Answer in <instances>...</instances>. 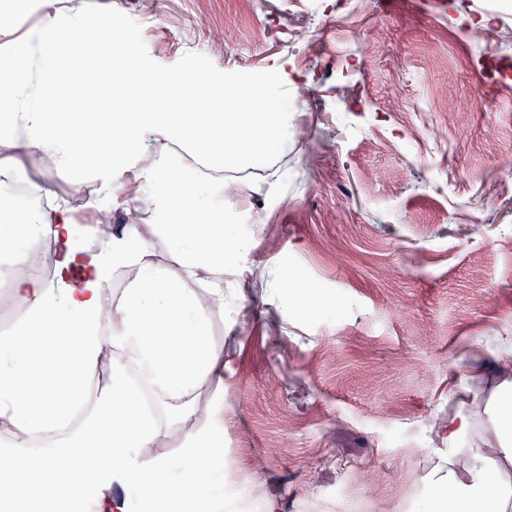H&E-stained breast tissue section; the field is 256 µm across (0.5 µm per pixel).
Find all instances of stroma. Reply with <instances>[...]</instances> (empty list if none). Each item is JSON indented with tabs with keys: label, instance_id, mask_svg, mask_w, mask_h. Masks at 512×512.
Wrapping results in <instances>:
<instances>
[{
	"label": "stroma",
	"instance_id": "1",
	"mask_svg": "<svg viewBox=\"0 0 512 512\" xmlns=\"http://www.w3.org/2000/svg\"><path fill=\"white\" fill-rule=\"evenodd\" d=\"M84 28L110 15L162 76L288 71L307 137L282 178L224 206L254 247L249 291L211 319L231 361L221 473L279 512H334L352 486L373 512H420L448 473L449 417L482 435L512 354V0H60ZM497 44L456 45L468 29ZM48 180L84 244L102 182ZM504 188L485 198L489 183ZM316 306H302L300 286Z\"/></svg>",
	"mask_w": 512,
	"mask_h": 512
}]
</instances>
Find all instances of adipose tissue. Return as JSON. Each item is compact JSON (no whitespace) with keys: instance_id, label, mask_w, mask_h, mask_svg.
Listing matches in <instances>:
<instances>
[{"instance_id":"1","label":"adipose tissue","mask_w":512,"mask_h":512,"mask_svg":"<svg viewBox=\"0 0 512 512\" xmlns=\"http://www.w3.org/2000/svg\"><path fill=\"white\" fill-rule=\"evenodd\" d=\"M96 33L86 53L63 60L56 49L70 45L72 30L54 18L0 45V145L69 168L78 179L95 174L110 195L125 193L123 176L143 130L204 156L200 169L166 153L143 164L136 195L126 202L154 217L183 272L163 278L151 241L135 224L93 250L80 243L64 206L32 208L14 220L18 170L0 162V243L11 249L14 264L25 262L34 240L57 245L52 278L15 281L16 326L0 336V428L10 438L0 450V498L34 502L57 492L79 500V479L92 473L136 485L169 512H181L216 483L223 454L224 424L216 416L224 411L231 363L210 335V318L223 313L224 275L247 246L224 208V175L270 170L288 142L292 114L282 93L264 81H219L201 69L157 78L109 16L98 19ZM62 67L71 86L107 82L128 91L127 111L66 112L47 121L41 98ZM246 89L257 95L258 109L233 111ZM191 93L200 96V111H186ZM87 139L95 151L81 150ZM123 268L133 269L132 282L110 296L107 284ZM493 366L503 385L484 438L472 441L467 413L448 423L449 443L467 444L474 463L449 471L423 512H504L502 489L488 482L482 462L490 454L502 472L512 471V371L499 358ZM145 389L167 417L142 411ZM78 410V428L29 449L32 434L64 426ZM173 432L181 438L178 457L145 459V449Z\"/></svg>"}]
</instances>
